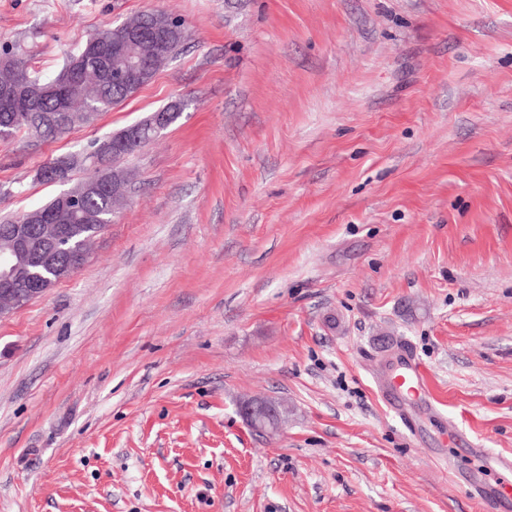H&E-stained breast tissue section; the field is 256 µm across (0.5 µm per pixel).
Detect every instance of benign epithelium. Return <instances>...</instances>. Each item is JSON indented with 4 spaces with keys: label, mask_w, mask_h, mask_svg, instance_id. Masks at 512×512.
Masks as SVG:
<instances>
[{
    "label": "benign epithelium",
    "mask_w": 512,
    "mask_h": 512,
    "mask_svg": "<svg viewBox=\"0 0 512 512\" xmlns=\"http://www.w3.org/2000/svg\"><path fill=\"white\" fill-rule=\"evenodd\" d=\"M171 29L153 26L146 31L128 28L122 35L112 39V45L91 38L87 44L88 52L77 57L70 68L81 74L91 58H97L94 70L104 77H112L118 85H147V77L158 67L166 64L165 44ZM149 44L152 54L149 56L136 52V48ZM50 95H62V89L55 84L0 85V101L15 109L19 106L26 110L35 109L43 99ZM170 125L167 112H156L148 128L135 123L119 138L115 146L129 139H155ZM57 212L60 215L81 216L79 200L73 190H64L57 197ZM3 245L0 246V300L8 301L20 307L43 295L45 283L63 281L69 278L83 262L84 255L70 250L68 257H61V243L66 238V227L55 223V217L41 209L31 210L22 215L21 220L0 233ZM20 279L28 280L31 287L20 290L15 284ZM246 425L259 433L272 434L278 431L274 421L277 411L273 403L258 398L246 400L238 405Z\"/></svg>",
    "instance_id": "obj_1"
}]
</instances>
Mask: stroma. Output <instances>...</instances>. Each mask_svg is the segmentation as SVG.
I'll use <instances>...</instances> for the list:
<instances>
[{
	"label": "stroma",
	"mask_w": 512,
	"mask_h": 512,
	"mask_svg": "<svg viewBox=\"0 0 512 512\" xmlns=\"http://www.w3.org/2000/svg\"><path fill=\"white\" fill-rule=\"evenodd\" d=\"M148 11L188 34L148 85L0 139L1 219L180 108L87 262L0 316V512H489L457 475L512 452V0H0V44L51 76ZM424 386V373L411 359L402 361L390 378V387L398 397H418L424 391ZM238 409L246 425L256 432L272 434L282 426L281 423L275 427L274 421L277 418V411L274 404L268 399L246 400L239 403Z\"/></svg>",
	"instance_id": "obj_1"
}]
</instances>
